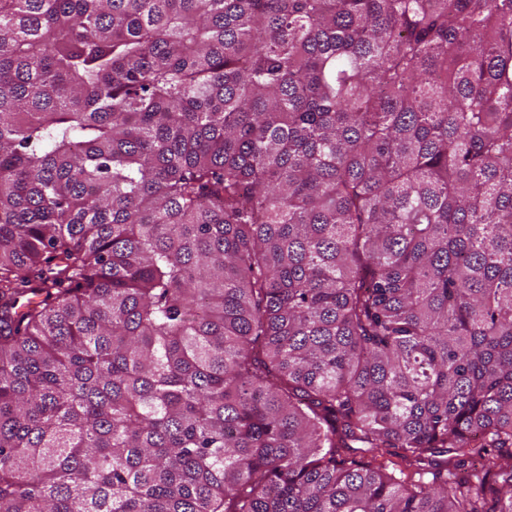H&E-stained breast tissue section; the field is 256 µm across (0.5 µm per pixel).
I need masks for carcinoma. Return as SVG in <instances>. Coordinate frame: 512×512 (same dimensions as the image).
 I'll return each instance as SVG.
<instances>
[{"mask_svg":"<svg viewBox=\"0 0 512 512\" xmlns=\"http://www.w3.org/2000/svg\"><path fill=\"white\" fill-rule=\"evenodd\" d=\"M0 512H512V0H0Z\"/></svg>","mask_w":512,"mask_h":512,"instance_id":"cac0c4a2","label":"carcinoma"}]
</instances>
